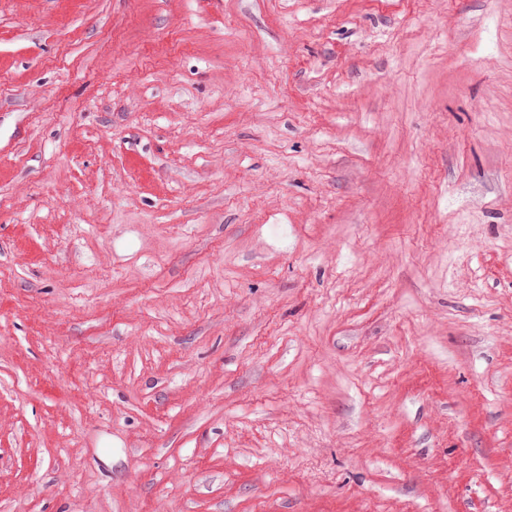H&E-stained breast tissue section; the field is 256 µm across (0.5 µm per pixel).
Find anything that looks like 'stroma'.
<instances>
[{
    "instance_id": "obj_1",
    "label": "stroma",
    "mask_w": 512,
    "mask_h": 512,
    "mask_svg": "<svg viewBox=\"0 0 512 512\" xmlns=\"http://www.w3.org/2000/svg\"><path fill=\"white\" fill-rule=\"evenodd\" d=\"M0 512H512V0H0Z\"/></svg>"
}]
</instances>
